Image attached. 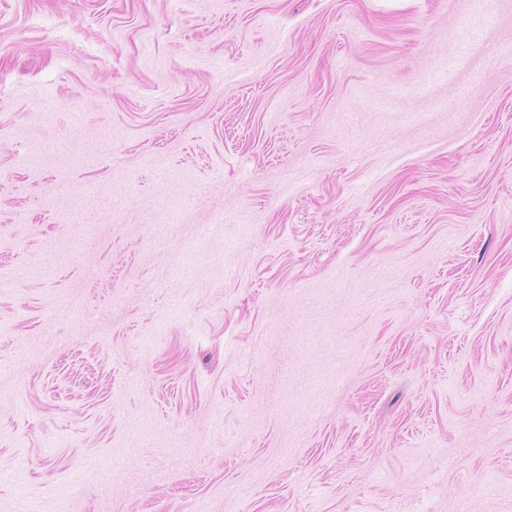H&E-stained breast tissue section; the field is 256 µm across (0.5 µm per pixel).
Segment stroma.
<instances>
[{
    "label": "stroma",
    "instance_id": "stroma-1",
    "mask_svg": "<svg viewBox=\"0 0 512 512\" xmlns=\"http://www.w3.org/2000/svg\"><path fill=\"white\" fill-rule=\"evenodd\" d=\"M0 0V512H512V0Z\"/></svg>",
    "mask_w": 512,
    "mask_h": 512
}]
</instances>
